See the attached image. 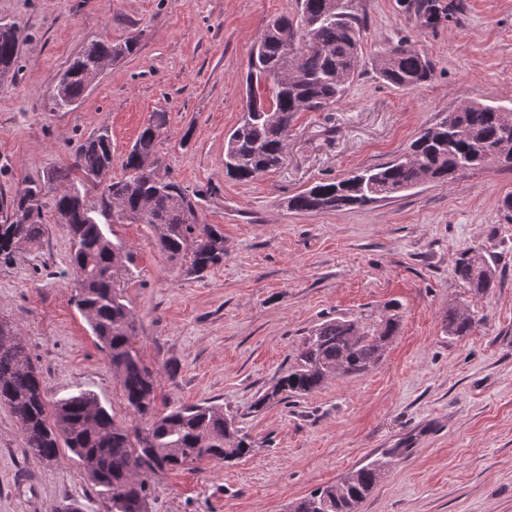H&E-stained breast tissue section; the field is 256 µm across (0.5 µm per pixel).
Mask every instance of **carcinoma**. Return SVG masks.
Here are the masks:
<instances>
[{
  "label": "carcinoma",
  "mask_w": 512,
  "mask_h": 512,
  "mask_svg": "<svg viewBox=\"0 0 512 512\" xmlns=\"http://www.w3.org/2000/svg\"><path fill=\"white\" fill-rule=\"evenodd\" d=\"M414 13L422 28H436L456 9L442 0H400ZM22 30L15 23H0V77L14 67ZM137 38L123 42L93 40L72 63V78L56 90L52 105L66 109L89 87V76L101 64L130 54ZM372 58V70L397 88H413L432 75L431 61L417 50L402 46ZM257 55L249 57L246 96L259 108L243 116L224 141V169L230 177L250 181L277 167L288 142L294 116L326 107L339 100L346 83L362 60L360 26L343 0H301L297 19L281 17L268 23L256 40ZM500 105L464 102L436 123L421 129L403 154L349 177L319 181L288 198L290 210L320 214L361 208L414 189L425 183L450 184L464 170L497 162L512 170V158L497 156L498 146L512 142ZM166 113L155 112L122 162L129 175L104 188V209L132 223L159 231L160 248L172 260H183L187 272L198 277L224 262V234L213 224L199 221L197 201L175 179L157 175L159 130ZM112 140L106 130L89 136L75 149L71 166L51 171L44 182H32L9 204L0 222V261H10L27 247L40 243L45 224L42 198L46 186L56 189L54 221L66 227L70 240L69 263L77 274L71 296L93 336L106 351L117 376L122 399L130 413L146 422L139 428L119 423L89 389L61 399L48 412L42 381L21 338L0 321V405L16 417L30 454L42 460L68 448L77 458L98 494L109 503L108 512H148L147 472L181 468L210 460L239 459L252 451L249 435L234 418L212 404L175 405L155 412L156 376L141 359L136 320L128 301L114 287L118 268L132 262L131 250L111 239L86 205L74 183V172L85 179L103 178L112 168ZM468 291L484 294L494 287L496 269L480 251L465 252L453 269ZM392 314L371 326L331 319L317 325L297 350L293 365L275 384L278 395H309L333 376L361 373L382 356L398 328ZM475 321L451 307L443 317L444 331L464 336ZM408 452L388 448L349 472L340 482L320 486L290 503L289 512H358L387 467Z\"/></svg>",
  "instance_id": "carcinoma-1"
}]
</instances>
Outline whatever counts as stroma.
Listing matches in <instances>:
<instances>
[{
	"label": "stroma",
	"instance_id": "1",
	"mask_svg": "<svg viewBox=\"0 0 512 512\" xmlns=\"http://www.w3.org/2000/svg\"><path fill=\"white\" fill-rule=\"evenodd\" d=\"M348 6L363 22L364 61L344 97L297 113L282 164L241 182L224 173V138L241 117L247 59L269 21L298 16L299 0H0V22L24 33L0 81V199L71 165L104 127L109 176L124 178L123 158L163 112L159 173L197 193L200 220L224 234L223 264L198 278L169 259L149 225H111L133 253L116 286L157 373L158 410L220 405L256 443L229 463L149 474L148 512H285L388 448L408 454L359 512H512V218L503 209L512 170L492 162L364 208L286 206L314 182L392 160L462 102L512 110V0H462L434 29L419 28L397 0ZM130 35V55L71 110L53 109L57 79L84 44ZM401 39L433 61L426 84L400 89L373 72L371 58ZM469 249L494 261L486 295L453 275ZM69 251L64 225L50 222L38 248L0 264V320L21 336L48 403L89 389L135 425L71 301ZM393 303L400 326L378 363L251 411L309 330L336 317L372 325ZM460 304L477 324L451 336L442 317ZM71 500L106 512L74 455L34 459L0 406V512H59Z\"/></svg>",
	"mask_w": 512,
	"mask_h": 512
}]
</instances>
